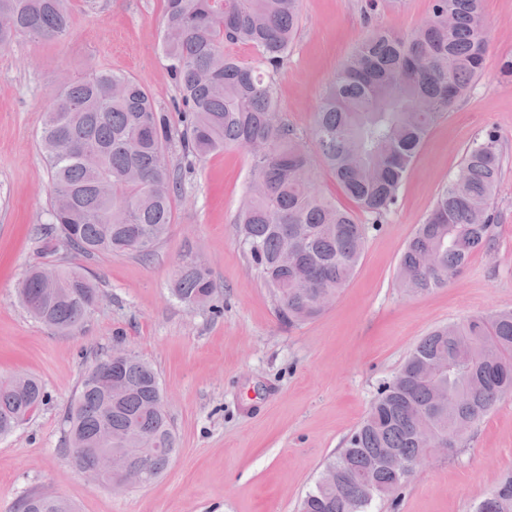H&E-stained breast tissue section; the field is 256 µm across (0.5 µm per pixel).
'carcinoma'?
Listing matches in <instances>:
<instances>
[{
    "label": "carcinoma",
    "instance_id": "obj_1",
    "mask_svg": "<svg viewBox=\"0 0 512 512\" xmlns=\"http://www.w3.org/2000/svg\"><path fill=\"white\" fill-rule=\"evenodd\" d=\"M1 16L10 23L0 26V50L18 38L59 41L71 32L69 0H0ZM163 16L162 48L183 102L181 127L125 74L98 69L58 87L40 136L52 178L45 249L151 256L173 223L179 181L164 157L172 142L188 168L235 146L250 163L238 242L283 323L318 317L325 311L320 297L337 295L354 275L369 225L317 190L315 166L328 171L357 210L380 221L396 205L430 128L484 71L490 50L484 0H433L428 19L406 36L372 29L330 81L306 134L283 117L274 88L300 28V0H164ZM228 44L254 48L257 59L240 61L224 52ZM502 170L496 131L468 145L401 255L398 280L406 292L448 286L473 254L490 247ZM18 293L34 319L61 333L78 329L99 295L80 270L54 266L27 271ZM172 293L188 307L206 302L210 269L182 259ZM437 357L448 358L438 380L416 373L419 361ZM438 390L447 406L428 419V435H443L455 448L512 395V310L471 316L423 337L326 464L336 470V484L316 483L301 512H368L372 501L394 496L408 476L396 475L386 459L423 455L416 412L430 409ZM44 399L36 378L0 376V437L31 420ZM64 421L68 446L133 448L130 430L151 436L153 447L142 451L146 484L176 449L159 375L134 353L119 390L106 391L87 372ZM20 509L71 512L41 492ZM477 512H512V475Z\"/></svg>",
    "mask_w": 512,
    "mask_h": 512
}]
</instances>
